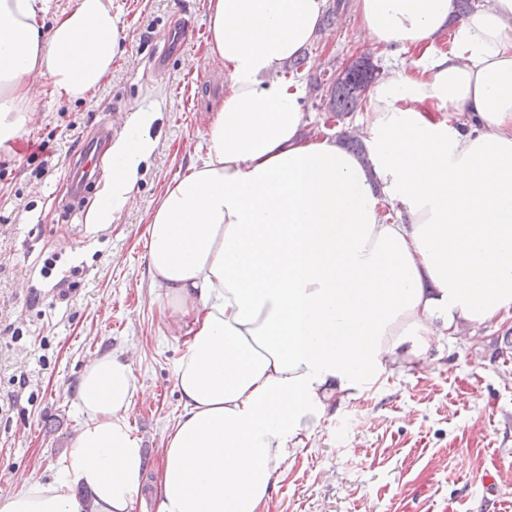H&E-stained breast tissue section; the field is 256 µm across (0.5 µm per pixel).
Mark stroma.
<instances>
[{
  "mask_svg": "<svg viewBox=\"0 0 512 512\" xmlns=\"http://www.w3.org/2000/svg\"><path fill=\"white\" fill-rule=\"evenodd\" d=\"M300 81L312 126L320 96L347 59L370 55L381 75L409 68L411 51L369 53L355 0H328ZM120 50L98 87L75 99L46 78L26 132L0 148V496L17 476L50 480L84 416L75 399L84 363L102 350L132 354L148 391L132 427L153 465L134 512H156L162 438L181 412L175 365L184 334L162 320L147 271V220L168 183L199 161L202 136L224 98V66L207 52L205 0H112ZM194 35L169 42L173 24ZM172 59L155 65L163 50ZM148 112L153 150L129 204L96 223L112 157L79 200L69 194L74 153L99 128L121 136ZM52 269H45V260ZM72 288L61 299L56 284ZM431 369L403 368L334 407L304 448L272 475L270 512H512V319L465 327L423 353ZM491 475L492 484L479 477Z\"/></svg>",
  "mask_w": 512,
  "mask_h": 512,
  "instance_id": "obj_1",
  "label": "stroma"
}]
</instances>
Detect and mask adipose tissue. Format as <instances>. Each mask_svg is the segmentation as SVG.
Wrapping results in <instances>:
<instances>
[{
  "instance_id": "ef3b65f1",
  "label": "adipose tissue",
  "mask_w": 512,
  "mask_h": 512,
  "mask_svg": "<svg viewBox=\"0 0 512 512\" xmlns=\"http://www.w3.org/2000/svg\"><path fill=\"white\" fill-rule=\"evenodd\" d=\"M327 2L207 0L228 85L200 163L147 224L151 283L186 328L157 512H269L287 449L371 374L512 314V0H488L439 52L455 0H356L373 48L421 57L370 90L363 159L305 135L304 89L280 72ZM51 3L0 0V146L26 124L33 74L76 98L119 51L112 0H72L46 31ZM150 121L140 113L112 147L100 223L133 192ZM143 395L127 356L98 353L54 479L22 481L0 512H133L149 465L130 427Z\"/></svg>"
}]
</instances>
